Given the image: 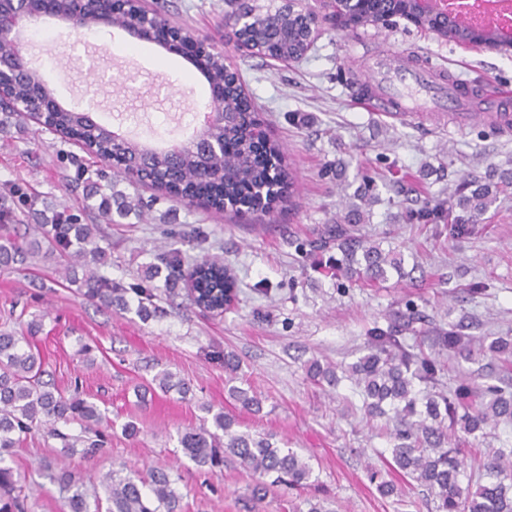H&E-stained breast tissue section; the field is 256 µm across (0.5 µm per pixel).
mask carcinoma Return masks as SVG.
<instances>
[{"mask_svg":"<svg viewBox=\"0 0 512 512\" xmlns=\"http://www.w3.org/2000/svg\"><path fill=\"white\" fill-rule=\"evenodd\" d=\"M406 0H356L342 3L341 9L356 13L359 19L373 23L388 14L404 12ZM250 15L249 23L236 32L239 40L259 47L257 54L286 59L305 50V34L301 24L281 7L275 12ZM207 82L221 90L218 109L225 115L224 124L213 123L201 135L219 148L202 157L191 144L176 153L157 152L126 139L116 140L109 127L91 123L79 112H51L39 115L40 95L34 74L18 69L13 93L24 104L0 101V132L27 119L44 121L65 138L79 131L81 146L87 158L75 161L83 173L105 177L104 168L117 169L132 185H148L166 195L177 194L181 201L197 202L221 212L227 208L256 214L267 212L275 198L295 204L294 176L283 164L280 147L267 139H259L252 125L235 123L237 115L247 111V100L236 75L224 67V58L214 53L207 57ZM512 186V172L490 168L484 179L462 181L448 195L408 216L419 224H436L448 217L450 230L462 234L468 225L479 223L491 203L492 191L499 186ZM140 206L139 199L118 191L103 195L99 208L103 218L127 216ZM29 198L14 184L0 195V268L9 269L26 259L62 258L71 265H92L79 291L88 301L107 308L126 310L136 303V313L149 320L161 311L159 302L173 301L182 276L186 255L178 248L157 254L139 282L126 287L101 272L108 265L107 252L98 245L95 227L80 224L73 214H55L47 220L29 213ZM36 218L33 237L11 233L9 225L22 224L20 215ZM363 207L350 201L345 207L343 223L331 230L341 257L328 256L330 262L343 269L348 280L383 281L388 271L402 270V258L384 252L380 244L349 235L346 224L361 220ZM164 276L163 285L155 279ZM191 301L202 309H215L230 303L235 280L219 257H208L193 265ZM422 314L413 306L406 312L385 318L367 336L368 353L346 368L312 359L305 363L306 376L318 383L336 385L344 376L361 390L365 412L370 417L389 416L393 442L391 456L395 468L431 491L436 512H512V448H492L488 458L477 468V482L464 476V459L460 458L457 440L462 434L483 433L502 422H512V389L493 386L478 394L479 403L467 404L464 389L443 393L437 390L444 364L422 351L402 345L400 335L413 330ZM42 330V321L32 319L26 327L0 330V512H26V495L14 471L7 464L19 447L23 436L34 429L61 441L62 449L84 457L96 454L110 441L112 421L106 410L84 397L79 387L61 390L44 380L46 370L40 354L32 351L31 339ZM444 347L454 348L465 358L473 354L512 357V340L497 337L489 344L474 336L465 337L450 331L439 337ZM168 393L189 392V386L170 371L156 374L143 386ZM232 398L244 409L258 413L262 402L249 390L233 387ZM208 417L180 434L178 442L186 457L196 466L213 470L224 459L235 458L256 476L253 496L259 498L270 488L288 485L299 489L309 486L312 469L291 448H279L270 439L238 430L239 423L230 414L206 407ZM50 479L59 487L66 512H102L98 491L91 490L71 470L43 465ZM177 480L164 469H153L148 478L120 468L100 479L110 506L107 512H183V496L177 491Z\"/></svg>","mask_w":512,"mask_h":512,"instance_id":"obj_1","label":"carcinoma"}]
</instances>
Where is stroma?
Listing matches in <instances>:
<instances>
[{
	"instance_id": "1",
	"label": "stroma",
	"mask_w": 512,
	"mask_h": 512,
	"mask_svg": "<svg viewBox=\"0 0 512 512\" xmlns=\"http://www.w3.org/2000/svg\"><path fill=\"white\" fill-rule=\"evenodd\" d=\"M147 4L228 58L264 135L284 148L300 199L259 221L179 204L139 186L134 190L149 204L150 220L132 214L123 223L99 225L112 276L127 283L172 242H183L194 261L223 258L235 275L237 298L218 316L202 314L180 296L163 317L144 322L134 312L87 302L53 264L0 268V329L41 317L33 343L50 378L63 389L80 383L112 421L132 420L141 429L134 438L113 434L103 452L66 458V466L86 480L122 463L143 473L166 469L179 478L183 512H291L307 496L335 501L338 512H435L426 491L389 468V433L383 422L363 419L354 385L345 380L324 391L307 378L303 364L313 357L355 362L366 352L368 329L411 302L424 321L403 342L438 352L444 389L463 384L479 391L512 382V369L502 363L479 356L467 361L434 346L440 331L462 319L469 335L512 336V195L499 196L483 223L459 238L445 224L403 219L422 202L447 198L461 175L481 176L493 166L512 169V135L485 124L464 128L448 117L399 123L369 111L349 87L367 70L369 54L393 50L461 78L478 102L485 87H512V54L448 41L396 16L384 25L344 31L323 25L306 57L288 63L240 47L234 25L225 22L224 0ZM131 41L113 26L77 27L57 40L32 42L31 53L59 102L82 105L96 120L143 140L176 138L191 124L193 108L208 102V84L185 59L155 45L131 51ZM62 150L82 152L76 142L34 122L14 130L11 145L0 148V182L19 180L28 191L81 214L57 157ZM367 178L375 183L377 201L354 233L405 258L402 273L376 283L348 281L296 250L297 242L318 238L339 222ZM479 282L486 291L472 293ZM84 343L94 348L91 359L78 354ZM226 352L239 362L236 374L224 370ZM163 370L184 379L190 393L139 397L138 386ZM232 386L251 388L263 402L260 413L232 400ZM205 404L233 414L241 430L288 444L311 464L312 485L302 491L281 486L256 500L255 479L236 460L226 459L213 471L199 469L183 454L178 437L198 426ZM60 449V441L38 431L16 449L14 471L37 487L28 512H63L57 486L41 471L42 461L60 457ZM374 472L394 482L392 496L378 492L370 479Z\"/></svg>"
}]
</instances>
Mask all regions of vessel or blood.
<instances>
[{"mask_svg": "<svg viewBox=\"0 0 512 512\" xmlns=\"http://www.w3.org/2000/svg\"><path fill=\"white\" fill-rule=\"evenodd\" d=\"M353 96L372 112L393 119L432 111L455 115L464 103L459 80L392 51L375 58L367 76L354 87ZM486 105L494 112L496 130L512 131V90H493L486 96Z\"/></svg>", "mask_w": 512, "mask_h": 512, "instance_id": "vessel-or-blood-1", "label": "vessel or blood"}]
</instances>
